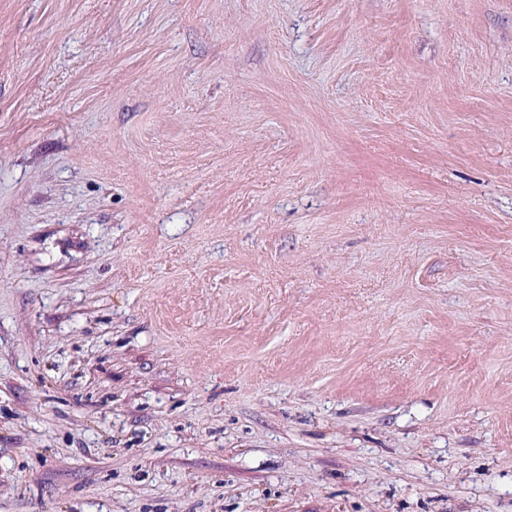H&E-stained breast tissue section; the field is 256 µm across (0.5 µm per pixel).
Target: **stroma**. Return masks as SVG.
<instances>
[{
  "instance_id": "obj_1",
  "label": "stroma",
  "mask_w": 512,
  "mask_h": 512,
  "mask_svg": "<svg viewBox=\"0 0 512 512\" xmlns=\"http://www.w3.org/2000/svg\"><path fill=\"white\" fill-rule=\"evenodd\" d=\"M0 512H512V0H0Z\"/></svg>"
}]
</instances>
